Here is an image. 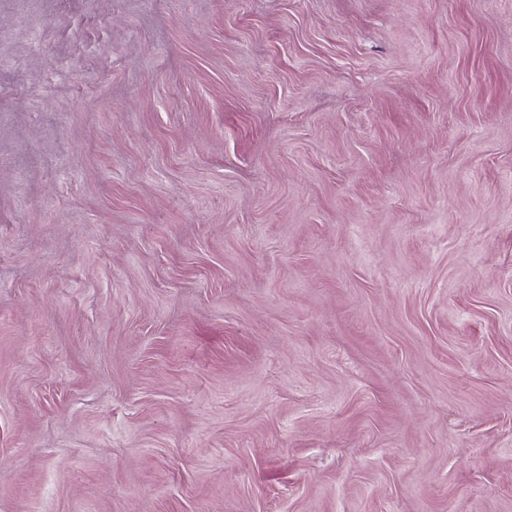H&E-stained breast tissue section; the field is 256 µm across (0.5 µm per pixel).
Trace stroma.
Returning a JSON list of instances; mask_svg holds the SVG:
<instances>
[{
  "mask_svg": "<svg viewBox=\"0 0 512 512\" xmlns=\"http://www.w3.org/2000/svg\"><path fill=\"white\" fill-rule=\"evenodd\" d=\"M0 512H512V0H0Z\"/></svg>",
  "mask_w": 512,
  "mask_h": 512,
  "instance_id": "1",
  "label": "stroma"
}]
</instances>
